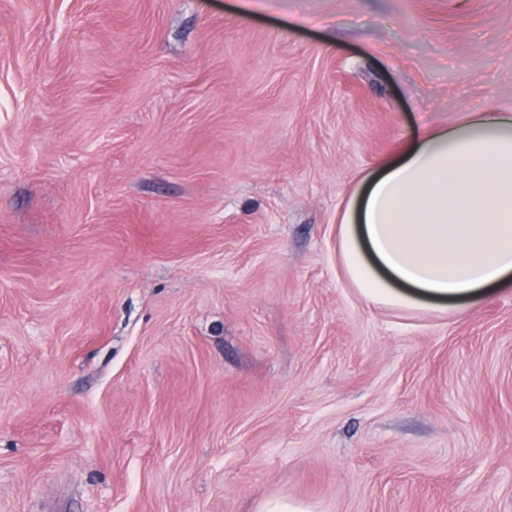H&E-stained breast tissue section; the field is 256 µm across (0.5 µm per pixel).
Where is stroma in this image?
Wrapping results in <instances>:
<instances>
[{
  "label": "stroma",
  "instance_id": "35a3bbf8",
  "mask_svg": "<svg viewBox=\"0 0 512 512\" xmlns=\"http://www.w3.org/2000/svg\"><path fill=\"white\" fill-rule=\"evenodd\" d=\"M490 103L512 0H0V512H512V292L336 253Z\"/></svg>",
  "mask_w": 512,
  "mask_h": 512
}]
</instances>
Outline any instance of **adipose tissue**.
Returning <instances> with one entry per match:
<instances>
[{
  "label": "adipose tissue",
  "mask_w": 512,
  "mask_h": 512,
  "mask_svg": "<svg viewBox=\"0 0 512 512\" xmlns=\"http://www.w3.org/2000/svg\"><path fill=\"white\" fill-rule=\"evenodd\" d=\"M338 222L341 267L367 303L462 311L512 290V114L491 105L416 129Z\"/></svg>",
  "instance_id": "1"
}]
</instances>
